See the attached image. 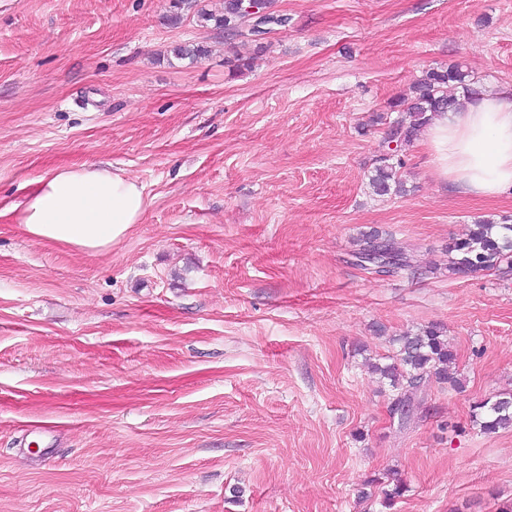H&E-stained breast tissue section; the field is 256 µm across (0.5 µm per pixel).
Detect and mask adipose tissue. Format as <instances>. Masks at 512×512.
I'll list each match as a JSON object with an SVG mask.
<instances>
[{"mask_svg":"<svg viewBox=\"0 0 512 512\" xmlns=\"http://www.w3.org/2000/svg\"><path fill=\"white\" fill-rule=\"evenodd\" d=\"M425 137L439 180L478 198L512 193V88L439 113ZM146 208L141 183L101 164L56 167L23 200L0 197V216H12L32 238L86 253L110 250Z\"/></svg>","mask_w":512,"mask_h":512,"instance_id":"adipose-tissue-1","label":"adipose tissue"}]
</instances>
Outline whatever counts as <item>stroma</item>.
<instances>
[{"label": "stroma", "instance_id": "1", "mask_svg": "<svg viewBox=\"0 0 512 512\" xmlns=\"http://www.w3.org/2000/svg\"><path fill=\"white\" fill-rule=\"evenodd\" d=\"M232 37L171 0H0V196L103 162L148 206L107 252L0 217V512H499L512 428V272L449 276L451 238L512 193L439 181L423 137L372 194L384 115L430 69L512 86V0H273ZM200 45L198 61L175 45ZM377 230L421 275L355 266ZM441 324L460 390L399 427L368 361ZM392 159V155L382 154L376 160L373 173L369 178L370 186L376 195L384 196L390 194L392 190L396 193L404 190L400 174L401 159L396 160V163H390ZM473 422L477 423L484 433H496L500 429L512 427V393L505 392L476 401L472 410Z\"/></svg>", "mask_w": 512, "mask_h": 512}]
</instances>
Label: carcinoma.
Here are the masks:
<instances>
[{"label": "carcinoma", "mask_w": 512, "mask_h": 512, "mask_svg": "<svg viewBox=\"0 0 512 512\" xmlns=\"http://www.w3.org/2000/svg\"><path fill=\"white\" fill-rule=\"evenodd\" d=\"M199 0H174L177 13L196 12L201 24L213 23L230 36L242 35L241 27L247 22L239 0H224V13L217 15L198 7ZM263 15L258 24L269 29L283 26L288 18L270 11V0H262ZM462 90V97L476 101L483 95L482 86L469 79L468 73L459 63L444 70L431 69L414 85V95L409 99L398 100L393 108L400 109V115L388 122L384 143L398 147L411 144L419 131L426 128L432 119L441 112L457 109L460 98L454 94ZM392 156L384 154L376 160L369 178L373 192L379 196L390 192H401L403 181L400 169L401 160L391 163ZM448 274L467 276L478 271L497 269L503 265L512 269V224H499L492 219H478L470 225L462 238L448 243ZM358 259H374L386 264L382 272L398 274L421 271L413 256L396 247L391 238L377 230L365 233L360 239L356 252ZM397 344L392 362L381 365L371 364V369L380 378L389 382L392 389L390 407L400 410L398 424L406 426L414 414L416 393L421 383L432 379L448 383L457 390L463 389L456 376L457 354L448 342L445 329L439 324H431L416 331H409L393 339ZM472 418L481 430L496 433L512 427V393H501L495 398L477 401L473 405ZM405 488L401 482L386 484L381 489L382 504L392 508L403 495Z\"/></svg>", "instance_id": "carcinoma-1"}]
</instances>
